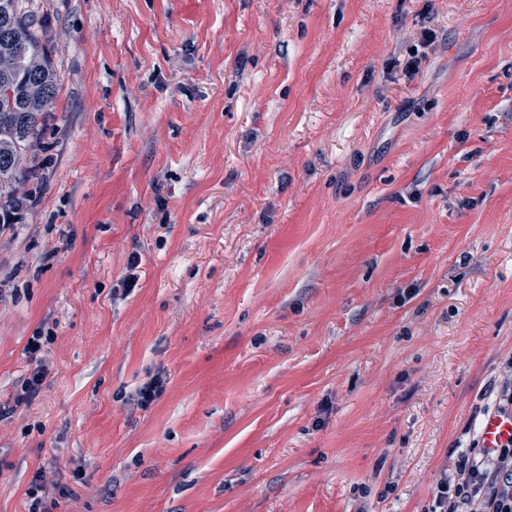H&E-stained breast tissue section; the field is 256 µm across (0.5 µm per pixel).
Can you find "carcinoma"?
Returning <instances> with one entry per match:
<instances>
[{"label":"carcinoma","instance_id":"cac0c4a2","mask_svg":"<svg viewBox=\"0 0 512 512\" xmlns=\"http://www.w3.org/2000/svg\"><path fill=\"white\" fill-rule=\"evenodd\" d=\"M35 15L22 0H0V224L10 223L26 153L41 139L58 94L56 70Z\"/></svg>","mask_w":512,"mask_h":512}]
</instances>
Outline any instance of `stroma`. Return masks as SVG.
Wrapping results in <instances>:
<instances>
[{
  "instance_id": "obj_1",
  "label": "stroma",
  "mask_w": 512,
  "mask_h": 512,
  "mask_svg": "<svg viewBox=\"0 0 512 512\" xmlns=\"http://www.w3.org/2000/svg\"><path fill=\"white\" fill-rule=\"evenodd\" d=\"M29 8L61 88L0 234V400L56 340L0 512L38 471L47 512H432L512 371V0ZM163 383L160 377H153L129 395L128 403L137 409H147L162 392Z\"/></svg>"
}]
</instances>
